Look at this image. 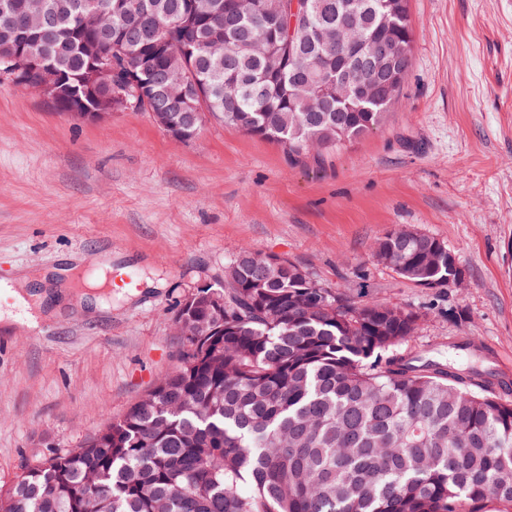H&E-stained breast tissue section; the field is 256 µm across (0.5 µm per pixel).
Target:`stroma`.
<instances>
[{
    "label": "stroma",
    "instance_id": "35a3bbf8",
    "mask_svg": "<svg viewBox=\"0 0 512 512\" xmlns=\"http://www.w3.org/2000/svg\"><path fill=\"white\" fill-rule=\"evenodd\" d=\"M412 63L376 132L318 164L206 120L184 142L149 113L80 120L0 82V283L66 260L108 263L90 306L61 295L47 334L0 328V489L79 447L178 365L177 304L247 247L324 287L419 312L402 349L502 378L512 367V0H409ZM405 227L446 242L462 288L377 264ZM478 337L480 352H455Z\"/></svg>",
    "mask_w": 512,
    "mask_h": 512
}]
</instances>
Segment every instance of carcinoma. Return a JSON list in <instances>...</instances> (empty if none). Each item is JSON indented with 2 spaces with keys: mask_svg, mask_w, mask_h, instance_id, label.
I'll use <instances>...</instances> for the list:
<instances>
[{
  "mask_svg": "<svg viewBox=\"0 0 512 512\" xmlns=\"http://www.w3.org/2000/svg\"><path fill=\"white\" fill-rule=\"evenodd\" d=\"M115 2L0 0V12L53 13L25 52L91 108L109 93L87 90L98 61L74 37L85 13L101 9L103 38L151 21L202 101L198 114L177 117L199 130L208 114L279 145L292 163L378 129L396 102L353 99L375 75L356 66L351 43L385 32L400 81L411 66L408 0H397L395 18L375 8L381 0H305L306 22L289 0H267L275 17L235 24L228 0H134L133 13L109 9ZM349 10L366 25L323 43L321 29L343 27ZM123 49L112 66L127 83L151 48L132 40ZM340 59L348 112L318 102L296 69ZM372 257L417 286L444 288L461 273L445 242L404 229L378 238ZM264 263L241 249L213 284L224 315L202 305L178 313V366L81 446L23 466L0 512H512V400L446 360L397 352L420 313L325 288L291 261L257 288ZM219 316L223 334L207 335Z\"/></svg>",
  "mask_w": 512,
  "mask_h": 512,
  "instance_id": "carcinoma-1",
  "label": "carcinoma"
}]
</instances>
